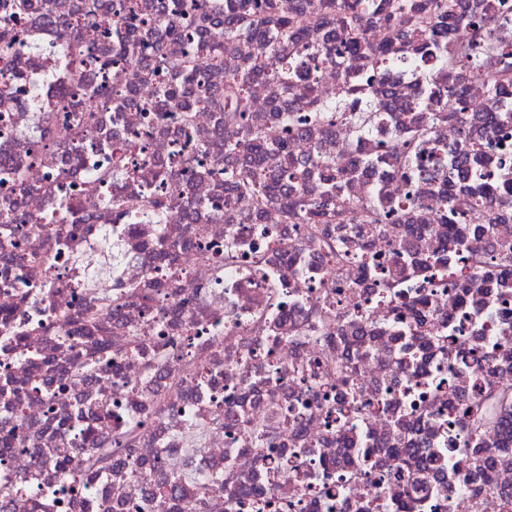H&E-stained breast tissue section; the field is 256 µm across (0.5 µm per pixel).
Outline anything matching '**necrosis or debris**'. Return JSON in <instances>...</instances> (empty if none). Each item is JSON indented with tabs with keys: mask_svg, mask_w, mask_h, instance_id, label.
<instances>
[{
	"mask_svg": "<svg viewBox=\"0 0 512 512\" xmlns=\"http://www.w3.org/2000/svg\"><path fill=\"white\" fill-rule=\"evenodd\" d=\"M45 2L0 0V512H478L475 488L512 492V466L492 463L512 440L489 432L475 450L458 425L512 385V272L497 259L512 122L484 131L464 183L450 176L472 120L512 102L489 92V67L448 70L422 48L433 84L463 93L445 121L421 109L416 69L379 73L365 55L279 92L258 78L230 129L225 68L273 49L243 33L217 60L183 39L224 0L190 25L172 0ZM454 11L512 42V0ZM119 26L157 36L125 54ZM177 86L203 100L189 116L160 100ZM350 101L352 121L314 110ZM419 126L400 167L386 144ZM247 130L298 168V194L325 198L323 166L348 173L341 201L313 222L240 197L253 160L224 141ZM378 194L399 221L366 223ZM452 226L463 239L439 252ZM128 428L110 472L71 481ZM474 451L484 467L466 468ZM419 479L428 493H409Z\"/></svg>",
	"mask_w": 512,
	"mask_h": 512,
	"instance_id": "necrosis-or-debris-1",
	"label": "necrosis or debris"
}]
</instances>
